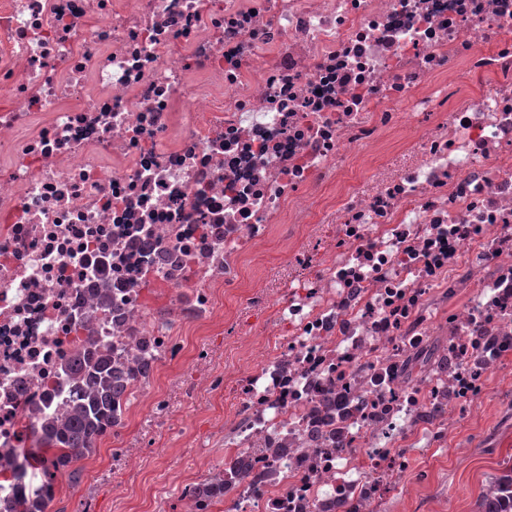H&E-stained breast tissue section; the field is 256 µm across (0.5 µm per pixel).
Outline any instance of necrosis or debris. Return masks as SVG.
<instances>
[{"label":"necrosis or debris","instance_id":"1","mask_svg":"<svg viewBox=\"0 0 512 512\" xmlns=\"http://www.w3.org/2000/svg\"><path fill=\"white\" fill-rule=\"evenodd\" d=\"M91 338L120 512H380L512 371V0H0V512ZM221 455L224 456V451L220 448H183L180 453L178 448H159L154 457L157 463L149 474L150 484L164 487L168 492V507L174 508L181 482L178 475H186L190 471L193 473L200 462Z\"/></svg>","mask_w":512,"mask_h":512}]
</instances>
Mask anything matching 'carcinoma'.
I'll return each instance as SVG.
<instances>
[{
    "label": "carcinoma",
    "instance_id": "cac0c4a2",
    "mask_svg": "<svg viewBox=\"0 0 512 512\" xmlns=\"http://www.w3.org/2000/svg\"><path fill=\"white\" fill-rule=\"evenodd\" d=\"M77 376L82 399L69 415L47 425L38 438L36 457L49 489L62 473L78 479L77 463L94 451L92 440L112 423V387L123 381L122 372L112 367V349L96 345L87 347L79 358ZM49 499V495L22 496L12 503L10 512H44Z\"/></svg>",
    "mask_w": 512,
    "mask_h": 512
}]
</instances>
